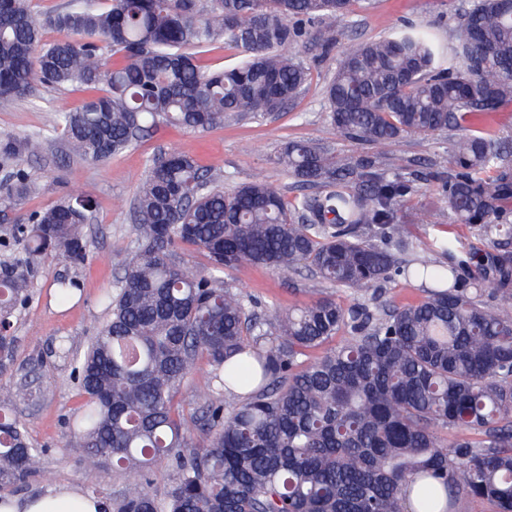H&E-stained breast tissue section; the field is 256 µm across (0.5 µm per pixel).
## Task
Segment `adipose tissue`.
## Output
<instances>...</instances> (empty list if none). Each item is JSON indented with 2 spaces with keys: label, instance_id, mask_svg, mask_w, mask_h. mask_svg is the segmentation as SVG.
Segmentation results:
<instances>
[{
  "label": "adipose tissue",
  "instance_id": "adipose-tissue-1",
  "mask_svg": "<svg viewBox=\"0 0 512 512\" xmlns=\"http://www.w3.org/2000/svg\"><path fill=\"white\" fill-rule=\"evenodd\" d=\"M101 499L75 485L53 486L27 497L0 495V512H103Z\"/></svg>",
  "mask_w": 512,
  "mask_h": 512
}]
</instances>
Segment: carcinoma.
<instances>
[{"label":"carcinoma","instance_id":"carcinoma-1","mask_svg":"<svg viewBox=\"0 0 512 512\" xmlns=\"http://www.w3.org/2000/svg\"><path fill=\"white\" fill-rule=\"evenodd\" d=\"M357 0H106L40 15L31 0H0V98L37 84L94 91L76 110L46 115L47 135L0 139V209L32 191L21 168L48 137L106 161L161 125L205 131L230 117H265L294 103L309 69L288 54L291 20L317 23L328 51ZM53 30L59 37L45 40ZM248 58L221 70L192 51L219 41ZM445 70L430 36L410 28L344 53L326 87L327 119L341 135L383 147L403 133L462 131L442 188L461 224L496 249L475 256L444 241L445 265L401 256L413 249L398 205L411 185L388 179L368 157L336 160L292 141L278 164L294 183L321 188L289 206L258 177L225 191L188 153H160L140 180L138 238L110 318L81 354L66 348L80 397L73 438L85 476L103 462L139 473L103 512H452L467 496L512 512V165L488 135L466 133L512 101V0H472ZM88 200L66 197L10 231L24 255L0 259V376L16 361L13 319L30 299L38 258L74 266L89 257ZM196 247L219 272L242 264L294 272L367 295L402 276L429 284L417 303L342 307L323 297L287 313L259 315L211 272L172 259ZM80 283L55 282L59 302ZM349 329L347 344L302 364L309 349ZM208 396L184 433L181 387L200 359ZM238 388L234 407L224 394ZM454 429L447 446L437 431ZM13 396L0 397V494L42 464ZM164 461L168 487L153 484Z\"/></svg>","mask_w":512,"mask_h":512}]
</instances>
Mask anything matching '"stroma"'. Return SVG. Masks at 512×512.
<instances>
[{
    "label": "stroma",
    "mask_w": 512,
    "mask_h": 512,
    "mask_svg": "<svg viewBox=\"0 0 512 512\" xmlns=\"http://www.w3.org/2000/svg\"><path fill=\"white\" fill-rule=\"evenodd\" d=\"M467 4L468 0H372L367 5L361 0L344 21L329 53H320L307 37L293 46V55L309 68L310 79L293 108L279 115L229 118L223 126L200 132L162 126L104 163L74 155L57 138L50 139L41 153L25 159L23 167L35 187L14 207V214L42 210L68 196L90 200L92 220L85 233L92 259L83 266L52 256L39 259L32 298L15 322L17 359L11 375L0 378V392L25 388L27 396L18 400L15 412L28 425L32 442L45 450L40 470L27 479L22 493L36 494L51 485L82 487L91 480L116 497L138 477L136 471L109 464L98 468L93 478L85 477L81 450L68 444L67 419L78 403L70 378L72 366L55 357L52 349L64 336L73 349L83 350L106 321L101 296L117 288L123 275L121 257L137 237L133 202L138 181L159 152L174 148L193 154L216 185L227 190L263 174L289 201L301 197L304 190L285 177L277 162L288 141L312 140L339 158L375 153L387 175L414 172L419 176L399 205L416 256L438 259L440 244L446 240L461 241L478 254L491 251L490 242L476 229L455 221L441 184L433 177L458 139V131L406 134L379 154L371 145L342 137L324 118V89L338 59L352 45L390 37L410 22L428 30L443 50H451ZM87 96L81 87L40 85L33 96L0 99V137L22 138L41 132L47 111L79 107ZM61 276L81 285L79 297L64 306L53 299V282ZM222 279L226 286L247 294L259 313L293 310L325 295L347 308L362 301L354 290L323 282L303 268L282 274L244 264L223 273Z\"/></svg>",
    "instance_id": "stroma-1"
}]
</instances>
